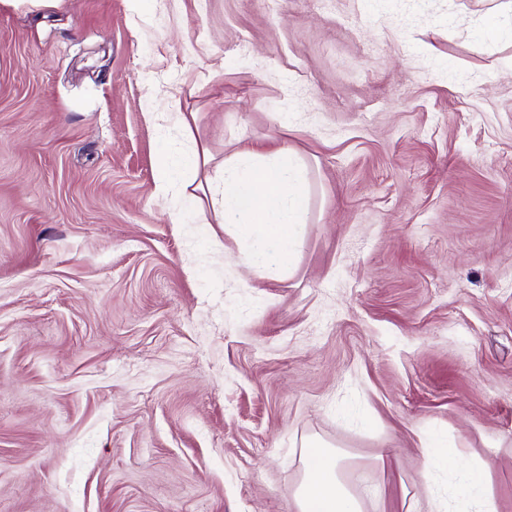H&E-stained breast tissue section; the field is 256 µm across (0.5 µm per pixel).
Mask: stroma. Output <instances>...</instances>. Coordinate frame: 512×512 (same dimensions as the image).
Masks as SVG:
<instances>
[{
  "label": "stroma",
  "instance_id": "1",
  "mask_svg": "<svg viewBox=\"0 0 512 512\" xmlns=\"http://www.w3.org/2000/svg\"><path fill=\"white\" fill-rule=\"evenodd\" d=\"M499 2L0 0V512H296L314 440L364 512H467L425 434L512 512ZM284 143L309 209L260 278L220 164ZM209 161V156L207 150L205 148H199L195 151L193 156L183 159L180 162H175L172 158L170 150L168 147H164L162 150V155L158 160V169L159 176L155 182V191L159 195L167 194L170 190V184L172 181V171L179 165L183 168H190L194 171L200 166L202 162L203 165L207 164Z\"/></svg>",
  "mask_w": 512,
  "mask_h": 512
}]
</instances>
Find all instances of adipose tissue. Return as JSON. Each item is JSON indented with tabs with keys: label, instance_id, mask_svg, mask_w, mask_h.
Here are the masks:
<instances>
[{
	"label": "adipose tissue",
	"instance_id": "1",
	"mask_svg": "<svg viewBox=\"0 0 512 512\" xmlns=\"http://www.w3.org/2000/svg\"><path fill=\"white\" fill-rule=\"evenodd\" d=\"M221 222L225 232L247 239L240 264L260 277H278L307 208L306 169L286 146L275 152L244 150L224 159ZM251 201L243 203L240 194ZM336 453L323 449L319 466L308 469L295 493L298 512H363L359 498L343 481Z\"/></svg>",
	"mask_w": 512,
	"mask_h": 512
}]
</instances>
